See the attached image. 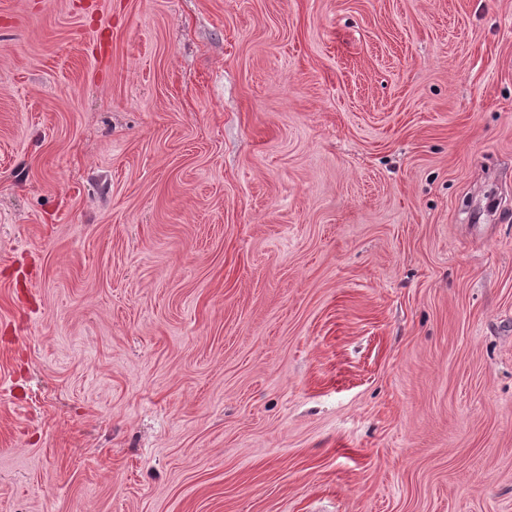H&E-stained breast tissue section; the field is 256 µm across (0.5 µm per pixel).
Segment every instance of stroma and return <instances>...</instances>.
Returning a JSON list of instances; mask_svg holds the SVG:
<instances>
[{
  "mask_svg": "<svg viewBox=\"0 0 512 512\" xmlns=\"http://www.w3.org/2000/svg\"><path fill=\"white\" fill-rule=\"evenodd\" d=\"M0 512H512V0H0Z\"/></svg>",
  "mask_w": 512,
  "mask_h": 512,
  "instance_id": "stroma-1",
  "label": "stroma"
}]
</instances>
